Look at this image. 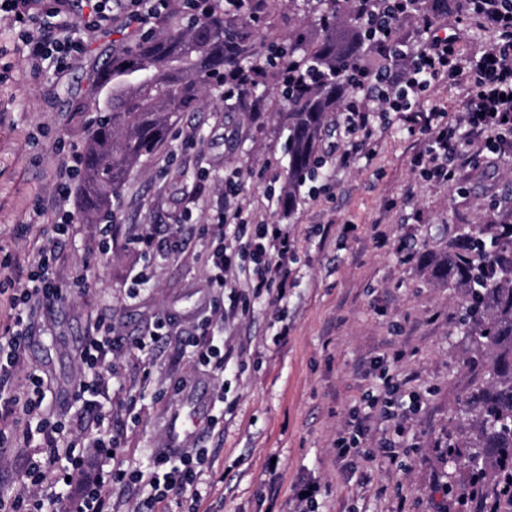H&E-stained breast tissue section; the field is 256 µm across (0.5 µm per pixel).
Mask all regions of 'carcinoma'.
<instances>
[{
    "mask_svg": "<svg viewBox=\"0 0 512 512\" xmlns=\"http://www.w3.org/2000/svg\"><path fill=\"white\" fill-rule=\"evenodd\" d=\"M184 0L185 26L166 25L112 56L96 79L92 106L103 113L88 138L79 185L82 220L112 224L120 193L133 167L151 156L180 113L193 109L202 91L224 83V65L253 66L256 16L230 18L215 3L198 15ZM321 5L319 39L298 32L288 40L289 78L281 129L288 132V206L318 165V147L328 113L357 78L346 35L364 34L362 17L340 0ZM480 236L448 242V252L430 261L436 276L462 296V334L476 354L477 377L460 408L468 427L464 449L448 444L455 466L471 473L462 495L492 501L491 512H512V224H484Z\"/></svg>",
    "mask_w": 512,
    "mask_h": 512,
    "instance_id": "carcinoma-1",
    "label": "carcinoma"
}]
</instances>
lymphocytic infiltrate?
<instances>
[{
  "label": "lymphocytic infiltrate",
  "mask_w": 512,
  "mask_h": 512,
  "mask_svg": "<svg viewBox=\"0 0 512 512\" xmlns=\"http://www.w3.org/2000/svg\"><path fill=\"white\" fill-rule=\"evenodd\" d=\"M168 6L169 0H93L87 20L79 23L62 8H49L48 0H0V13L20 25L21 51L31 74L37 77L48 63L56 71H65L83 53L86 35L107 27L114 19L146 31ZM360 8L369 22L366 38L386 65L374 78L356 81L339 109L338 139L360 144L362 139L386 132L392 116H399L408 129L419 128L427 134L428 148L415 155L411 164L440 184L454 177L455 164L472 137L488 129L501 132L494 151L512 153V0H457V13L480 17L497 34L493 45L467 60L459 56L456 39L438 36L442 22L433 8L411 7L407 0H360ZM406 19L415 20L425 36L422 47L414 52L405 50L403 43L391 36L392 26ZM437 82H458L467 87L469 101L461 121H449L446 112L439 110L421 115V101ZM81 162L77 148L58 153L53 195L38 198L33 208L34 219L48 218L50 227L42 231L31 260L21 270L9 298L13 313L0 326V420L12 425L11 430L0 429V447L30 442L37 434L42 437L24 471L28 496L13 499L0 495V512H48L41 494L44 484L58 485L76 477L89 456L109 460L117 445L110 427L112 415L100 400L112 380V357L124 347L111 323L97 322L79 350L84 374L74 389L76 418L92 419L96 428L92 438L75 436L71 421L51 415L43 377L24 370L21 364L23 348L38 331L43 313L62 300L69 288L84 285L83 278L67 283L55 272L59 250L72 231L71 185ZM229 228L235 231L230 243L225 240ZM211 229L214 240L206 261L210 279L217 287L230 290L227 304L215 307L219 320L238 319L250 298L273 306L287 301L289 265L295 258V241L287 225L254 221L239 202L237 183L229 180L224 186V205ZM244 257L252 269L240 289L236 274ZM20 376L25 379L22 389L8 388L9 379ZM385 388L388 396L384 402L369 401L367 409L356 410L350 417L346 430L336 439L339 456L362 454L369 435L368 422L374 417L382 421L386 432L381 448L399 447L416 408L395 399L393 383H386ZM212 466L207 449L194 448L183 454L176 467L171 466L168 455L157 454L147 477L134 470L103 468L70 512H112V485L117 481L134 487L148 482L152 501L158 504L186 488L197 487L203 472Z\"/></svg>",
  "instance_id": "obj_1"
}]
</instances>
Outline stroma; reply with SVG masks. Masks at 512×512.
Here are the masks:
<instances>
[{
  "instance_id": "1",
  "label": "stroma",
  "mask_w": 512,
  "mask_h": 512,
  "mask_svg": "<svg viewBox=\"0 0 512 512\" xmlns=\"http://www.w3.org/2000/svg\"><path fill=\"white\" fill-rule=\"evenodd\" d=\"M317 39L305 0H275L261 14L254 48L263 52L296 30ZM20 27L0 18V248L27 260L39 233L30 221L38 196L49 195L56 146H85L96 114L84 107L100 65L136 34L121 21L88 38L63 73L33 77L20 50ZM258 111L207 89L182 113L165 143L132 170L121 193L112 251H96V228L78 223L62 245L57 273L87 285L56 305L24 351L40 374L55 414L73 418V390L83 365L78 346L96 321L112 322L127 346L151 334L158 318L171 336L145 351L116 354L109 393L112 417L127 426L114 465L150 470L153 457L179 459L208 449L214 466L190 493L170 496L158 512H294L300 488L316 486L315 512H477L456 491L466 471L445 454L461 441L459 408L473 372L471 346L456 331L461 296L431 275V258L476 225L512 212V159L490 152L495 131L471 148L455 180L439 185L411 165L427 138L393 125L363 145V157L329 162L322 180L298 189L295 207L278 200L288 171L279 135L283 100L253 95ZM257 220L287 225L296 239L286 312L257 301L242 318L212 326L229 359L223 375L198 368L185 346L218 297L204 259L205 237L181 250L146 254L131 243L145 226L168 240L177 225L207 224L224 204L228 179ZM409 252H398L400 239ZM151 282L128 287L140 272ZM399 359H392V352ZM392 378L402 401L417 400L411 432L395 459L379 451L374 425L369 457H339L335 440L364 398L384 397ZM225 389L224 432L210 427L213 395ZM191 414V433L173 445L172 411ZM276 469H268L269 459Z\"/></svg>"
}]
</instances>
